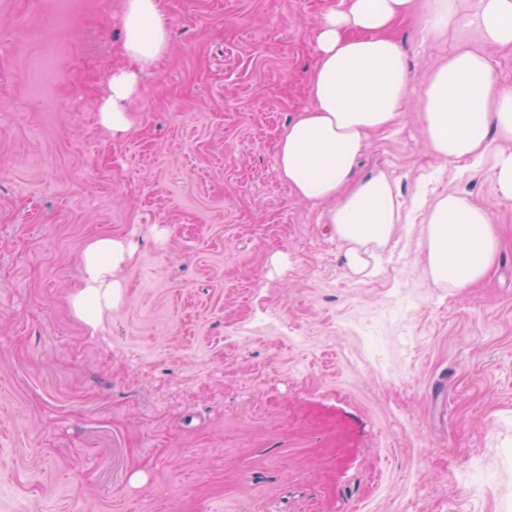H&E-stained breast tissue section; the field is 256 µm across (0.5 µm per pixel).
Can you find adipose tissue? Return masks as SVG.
<instances>
[{"label": "adipose tissue", "instance_id": "ef3b65f1", "mask_svg": "<svg viewBox=\"0 0 512 512\" xmlns=\"http://www.w3.org/2000/svg\"><path fill=\"white\" fill-rule=\"evenodd\" d=\"M416 0H339L315 37L317 62L307 76L311 104L281 136L277 170L300 199L325 202V221L346 245L344 261L364 272L402 218L396 184L386 175L355 171L371 136L400 115L410 77L395 24ZM478 28L483 49H461L433 71L422 88V132L440 160L485 162V176L501 200L512 201V86L501 82L488 46H512V0H469L459 15L449 0H431L427 32L436 36L460 23ZM122 54L128 68L113 71L99 121L113 137L131 127L129 106L141 72L167 53L171 25L161 0H125ZM423 257L435 284L465 288L481 281L498 258L495 226L470 197L451 192L428 206ZM132 258L121 238L94 239L82 255L83 284L72 300L75 315L97 328V313L119 298L117 273Z\"/></svg>", "mask_w": 512, "mask_h": 512}]
</instances>
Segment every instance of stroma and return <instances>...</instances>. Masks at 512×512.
<instances>
[{"label":"stroma","mask_w":512,"mask_h":512,"mask_svg":"<svg viewBox=\"0 0 512 512\" xmlns=\"http://www.w3.org/2000/svg\"><path fill=\"white\" fill-rule=\"evenodd\" d=\"M123 2L82 0L37 88L54 13L0 0V512H512V203L421 132L442 60L484 48L512 84V46L428 37V0L396 26L409 94L358 169L410 212L365 276L276 162L335 0H162L171 47L116 139ZM449 191L501 241L466 288L434 284L412 207ZM101 236L134 254L93 329L71 298Z\"/></svg>","instance_id":"obj_1"}]
</instances>
